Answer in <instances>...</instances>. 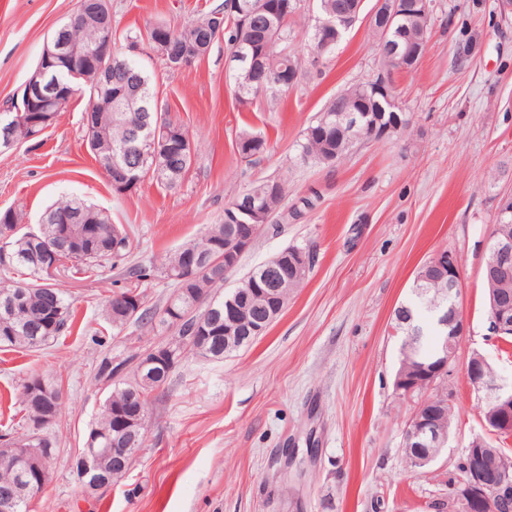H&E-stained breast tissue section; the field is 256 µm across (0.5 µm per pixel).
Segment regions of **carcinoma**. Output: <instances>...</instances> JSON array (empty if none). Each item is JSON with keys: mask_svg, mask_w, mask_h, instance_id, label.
<instances>
[{"mask_svg": "<svg viewBox=\"0 0 512 512\" xmlns=\"http://www.w3.org/2000/svg\"><path fill=\"white\" fill-rule=\"evenodd\" d=\"M344 2L346 0H318L317 16L305 32L312 52L328 56L336 49L333 45L320 51L321 41L326 34L319 33L318 25L322 20L336 19V10ZM83 6L87 20L73 23L68 18L57 28L68 29L70 39L96 54L106 51L112 54L114 100L112 108L96 113L98 130L95 144L90 147L91 153L107 171L123 148L132 150L138 146L131 138L135 126L147 122L154 124L160 119L166 124L169 134H160L157 147L146 148V156L142 160L143 175L152 176L167 188L178 187L192 166L193 156L166 162L155 160V155L164 153V139L179 144L187 131L164 112L139 111V106L153 95V90L139 61L106 42V38L113 37L111 0H83ZM239 8V12H233L224 0L185 24H149L143 32L126 33L125 39L140 42L146 36L164 31L171 35L173 53L186 52L201 58L222 36L227 52L237 53L246 62L253 61L263 67L265 81L274 83L267 91L274 94L298 86L304 77L303 64L297 53L289 49L290 42L295 38L291 20L296 16V0H239ZM431 22L432 18L424 14L407 15L400 20V28L391 29L387 37L401 36L405 41L424 47L429 40ZM53 73L58 76L60 83L71 85L75 94L87 89L84 82L74 76L73 68L68 64H62ZM235 87L242 104L252 102L264 91L254 82L246 67L237 72ZM349 111L365 124L376 116L381 119L382 126L402 121L401 133L408 127V120L398 105L374 93L370 83L352 84L336 95L305 129L299 144L301 157L334 165L345 156L353 145V135L345 119ZM236 148L240 158L248 162L268 152L267 141L249 132L241 133ZM285 196V180L275 177L255 180L225 204L224 219L220 223L209 225L200 236L171 255L128 267L125 284L113 290L106 301L105 319L112 330L120 333L126 326L137 324L151 332L156 330L164 334L171 329V310L184 313L195 309L197 314L181 321L173 331V360L167 367L147 363L145 356L153 350L151 345L132 350L123 357H114L110 351L103 353L97 364L96 378L109 388V393L88 440L106 435L110 440L109 448L117 452L126 450L132 456L143 447V437L139 438L132 432L119 437L112 432V412L117 408L125 412L139 410L143 416H148L152 395L165 390L171 373L187 356L199 354L196 350L200 339L198 319L224 322V300L236 297L243 304L250 303L255 298L257 284L264 278L265 265L262 264L250 271L238 287L224 295L219 291L224 281L210 275H200L196 267L186 268L185 258L191 255L204 264L212 259L215 245L224 241L227 226L236 223L232 213L236 212L242 200L253 199L258 205L267 203L277 211ZM68 210L79 212L82 223L65 224L52 220L53 215ZM25 217L21 210L8 208L0 211V269L6 272V276L0 277V347L33 351L65 335L74 321L67 292L47 270L46 244L57 246L60 268L66 270L72 266L84 273H92L107 264L114 266L125 261L132 249V239L124 225L112 222L109 212L77 197L58 199L43 212L35 229L24 227L22 221ZM19 269L25 271V278L17 280L8 275V272ZM156 279L166 281L173 288L161 309L150 312L142 308L136 313H127L116 308L114 300L127 295L145 303L141 286ZM447 296L448 277L423 264L416 272L411 295L404 306L422 313L427 305ZM393 328L401 340V358L395 376L411 374L418 364L429 361L436 346L426 331L419 334L409 326L396 322ZM253 342L254 339L245 337L226 347L221 340L212 347L210 358L220 360ZM35 381L37 378L34 377L26 382L19 397L25 411V428L21 432L8 430L0 436L5 438V442L23 450L41 448L55 455V443L44 430L48 427L47 421L57 420L63 413L61 390L50 384L48 391L44 392L33 386ZM434 398L442 404L436 427L445 432L453 430L457 423V409L454 403L448 401V390L441 389L434 394ZM487 448L493 465L512 481V454L490 442ZM97 469L101 474L112 476L114 484L124 476V473L112 470L110 452L100 455ZM464 477V464L459 459L448 468L450 491L447 498L433 503L435 512H468L465 504L455 498L451 491V487ZM29 482L27 459L14 457L10 463L0 464V512H29V502L37 494Z\"/></svg>", "mask_w": 512, "mask_h": 512, "instance_id": "cac0c4a2", "label": "carcinoma"}]
</instances>
